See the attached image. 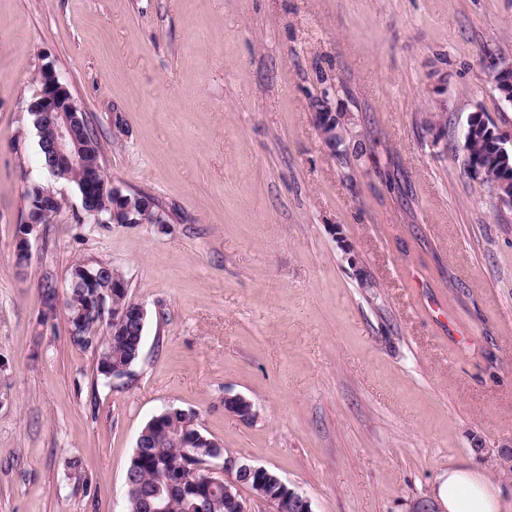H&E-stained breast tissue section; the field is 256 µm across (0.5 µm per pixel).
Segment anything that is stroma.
Returning a JSON list of instances; mask_svg holds the SVG:
<instances>
[{"instance_id":"obj_1","label":"stroma","mask_w":512,"mask_h":512,"mask_svg":"<svg viewBox=\"0 0 512 512\" xmlns=\"http://www.w3.org/2000/svg\"><path fill=\"white\" fill-rule=\"evenodd\" d=\"M512 0H0V512H126L146 422L194 412L313 512H447L449 465L512 512V206L467 171ZM52 65L112 185L164 224H97L27 112ZM349 132L314 123L324 89ZM62 201L15 265L24 192ZM106 263L146 311L105 382L42 285ZM241 395L255 417L224 410ZM82 463V477L69 463Z\"/></svg>"}]
</instances>
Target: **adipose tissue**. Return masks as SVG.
<instances>
[{
  "instance_id": "obj_1",
  "label": "adipose tissue",
  "mask_w": 512,
  "mask_h": 512,
  "mask_svg": "<svg viewBox=\"0 0 512 512\" xmlns=\"http://www.w3.org/2000/svg\"><path fill=\"white\" fill-rule=\"evenodd\" d=\"M438 497L448 512H499L495 495L468 469L452 466L441 477Z\"/></svg>"
}]
</instances>
